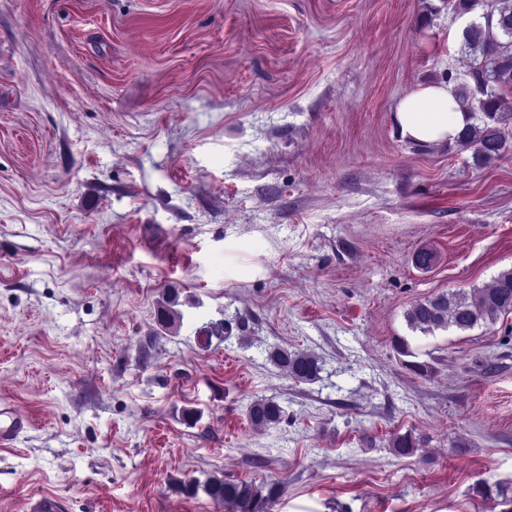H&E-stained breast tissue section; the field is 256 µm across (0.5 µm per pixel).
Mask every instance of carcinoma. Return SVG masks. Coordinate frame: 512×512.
<instances>
[{
  "label": "carcinoma",
  "instance_id": "obj_1",
  "mask_svg": "<svg viewBox=\"0 0 512 512\" xmlns=\"http://www.w3.org/2000/svg\"><path fill=\"white\" fill-rule=\"evenodd\" d=\"M455 10L465 14L483 7L480 20L471 22L462 32L463 45L472 55L465 79L456 98L461 108L472 115L458 142L472 149L473 164L484 167L506 155L512 147L501 126L512 122V113L503 108V97L512 93V8L498 0H448ZM512 314V270L501 272L493 284L471 293L448 291L415 303L407 312L409 327L432 334L450 328L465 332L479 323H495ZM269 359L297 381L317 379L321 368L309 354L275 349ZM282 407L273 399H260L249 407V419L257 430L267 429L282 419ZM417 450L410 433L392 441L397 456H409ZM182 489L194 495L203 490L212 499L231 506L232 512H268V505L282 492L278 482L227 481L212 475L205 482L191 481Z\"/></svg>",
  "mask_w": 512,
  "mask_h": 512
}]
</instances>
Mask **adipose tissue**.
Returning <instances> with one entry per match:
<instances>
[{
  "instance_id": "obj_1",
  "label": "adipose tissue",
  "mask_w": 512,
  "mask_h": 512,
  "mask_svg": "<svg viewBox=\"0 0 512 512\" xmlns=\"http://www.w3.org/2000/svg\"><path fill=\"white\" fill-rule=\"evenodd\" d=\"M402 135L414 142L431 144L455 140L466 128L463 112L450 86H424L404 97L396 109Z\"/></svg>"
}]
</instances>
